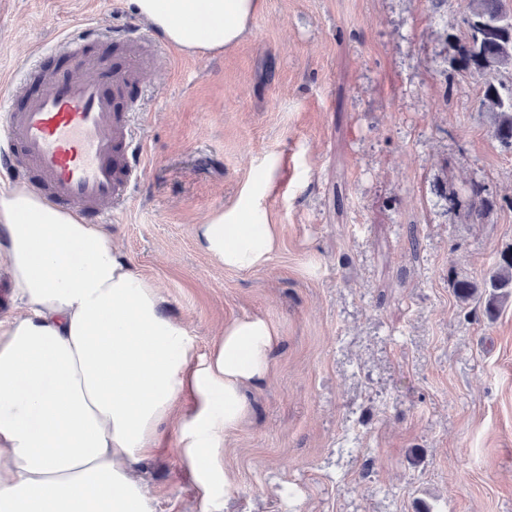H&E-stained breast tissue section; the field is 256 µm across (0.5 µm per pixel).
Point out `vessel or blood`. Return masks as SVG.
Masks as SVG:
<instances>
[{
    "label": "vessel or blood",
    "instance_id": "1",
    "mask_svg": "<svg viewBox=\"0 0 512 512\" xmlns=\"http://www.w3.org/2000/svg\"><path fill=\"white\" fill-rule=\"evenodd\" d=\"M133 62L94 58L43 77L29 64L21 80L0 84V168L17 172L45 199L104 222L123 207L138 176L141 148L132 108H120L128 86L159 51L138 31L121 37ZM46 78L47 91L24 94L28 79Z\"/></svg>",
    "mask_w": 512,
    "mask_h": 512
}]
</instances>
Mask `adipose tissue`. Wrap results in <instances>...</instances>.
<instances>
[{
    "label": "adipose tissue",
    "mask_w": 512,
    "mask_h": 512,
    "mask_svg": "<svg viewBox=\"0 0 512 512\" xmlns=\"http://www.w3.org/2000/svg\"><path fill=\"white\" fill-rule=\"evenodd\" d=\"M168 43L208 54L238 44L264 0H129ZM224 269L252 271L278 248L254 201L196 225ZM0 264L21 311L0 318V512H154L133 464L180 428L186 465L207 494L233 488L217 464L249 414L245 391L280 341L260 315L233 319L208 354L164 311L97 224L23 186L0 187Z\"/></svg>",
    "instance_id": "ef3b65f1"
}]
</instances>
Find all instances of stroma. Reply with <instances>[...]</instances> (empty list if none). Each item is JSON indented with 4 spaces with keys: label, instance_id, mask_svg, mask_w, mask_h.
<instances>
[{
    "label": "stroma",
    "instance_id": "35a3bbf8",
    "mask_svg": "<svg viewBox=\"0 0 512 512\" xmlns=\"http://www.w3.org/2000/svg\"><path fill=\"white\" fill-rule=\"evenodd\" d=\"M465 0H265L250 34L168 62L130 90L142 176L105 229L157 279L200 350L225 321L280 330L252 411L224 439L236 482L205 497L177 425L140 473L156 512H512V303H461L512 250V151L453 66ZM66 62L111 59L148 29L128 0H0V76L82 21ZM256 200L279 228L264 268L224 270L194 229ZM493 206L466 216L472 185Z\"/></svg>",
    "mask_w": 512,
    "mask_h": 512
}]
</instances>
